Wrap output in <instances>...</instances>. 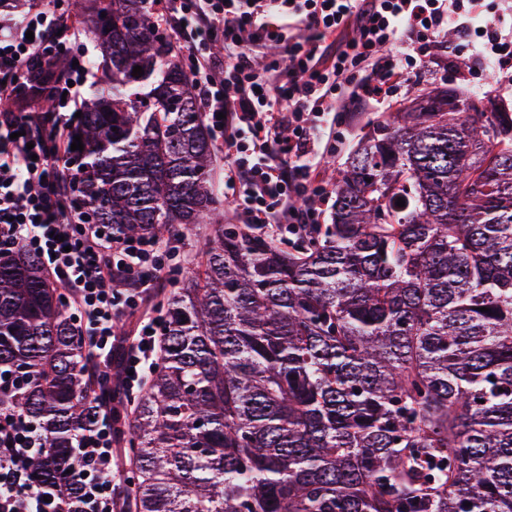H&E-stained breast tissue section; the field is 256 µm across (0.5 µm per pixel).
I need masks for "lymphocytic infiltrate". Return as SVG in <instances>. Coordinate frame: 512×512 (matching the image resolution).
Wrapping results in <instances>:
<instances>
[{
    "mask_svg": "<svg viewBox=\"0 0 512 512\" xmlns=\"http://www.w3.org/2000/svg\"><path fill=\"white\" fill-rule=\"evenodd\" d=\"M165 12L199 110L224 137L225 195L252 229L277 242L289 226L319 221L328 193L313 179L319 144L340 124L344 100L384 104L450 35L493 69L498 89L512 88V14L485 13L480 0H165ZM73 38L71 19L56 5L0 26V101H11L33 60L60 55ZM269 41L281 43L283 55L258 61ZM71 121L62 111L0 113V252L23 247L42 259L105 362L101 388L116 395L153 367L163 322L141 311L136 334L121 341L114 324L140 310L170 252L159 234L119 235L74 207L55 164ZM22 389L0 368V512H66L64 489L28 473L47 444L21 411ZM115 440L106 414L76 439L81 512H125Z\"/></svg>",
    "mask_w": 512,
    "mask_h": 512,
    "instance_id": "obj_1",
    "label": "lymphocytic infiltrate"
}]
</instances>
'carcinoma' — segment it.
<instances>
[{
    "instance_id": "cac0c4a2",
    "label": "carcinoma",
    "mask_w": 512,
    "mask_h": 512,
    "mask_svg": "<svg viewBox=\"0 0 512 512\" xmlns=\"http://www.w3.org/2000/svg\"><path fill=\"white\" fill-rule=\"evenodd\" d=\"M158 4L79 9L104 73L67 134L84 149L65 153L93 223L211 226L167 298L164 358L116 416L135 512H512V110L414 89L336 175L332 223L285 247L224 223L217 148ZM54 88L37 74L17 106L49 112ZM1 365L48 442L29 472L78 512L70 448L102 400L23 248L0 257Z\"/></svg>"
}]
</instances>
